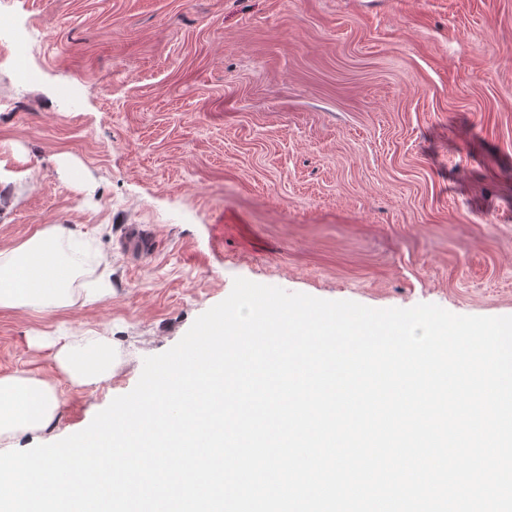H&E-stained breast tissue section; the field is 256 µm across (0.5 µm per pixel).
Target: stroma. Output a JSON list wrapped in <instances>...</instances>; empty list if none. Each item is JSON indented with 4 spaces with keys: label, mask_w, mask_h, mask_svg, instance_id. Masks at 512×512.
<instances>
[{
    "label": "stroma",
    "mask_w": 512,
    "mask_h": 512,
    "mask_svg": "<svg viewBox=\"0 0 512 512\" xmlns=\"http://www.w3.org/2000/svg\"><path fill=\"white\" fill-rule=\"evenodd\" d=\"M1 192L0 248L70 227L75 288L110 294L0 309V375L58 380L34 336L121 356L60 382L22 450L85 429L238 277L512 316V0H0ZM53 357L63 380L83 388L111 380L120 363L112 339L94 330L61 344Z\"/></svg>",
    "instance_id": "stroma-1"
}]
</instances>
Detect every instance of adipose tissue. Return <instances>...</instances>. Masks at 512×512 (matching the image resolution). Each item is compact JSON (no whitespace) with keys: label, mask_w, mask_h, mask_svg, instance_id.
I'll use <instances>...</instances> for the list:
<instances>
[{"label":"adipose tissue","mask_w":512,"mask_h":512,"mask_svg":"<svg viewBox=\"0 0 512 512\" xmlns=\"http://www.w3.org/2000/svg\"><path fill=\"white\" fill-rule=\"evenodd\" d=\"M83 244L65 228L35 232L0 250V309L55 313L73 302ZM60 375L51 380L18 371L0 375V443L46 430L57 421L60 381L89 388L111 380L120 360L111 339L90 330L58 346Z\"/></svg>","instance_id":"obj_1"}]
</instances>
